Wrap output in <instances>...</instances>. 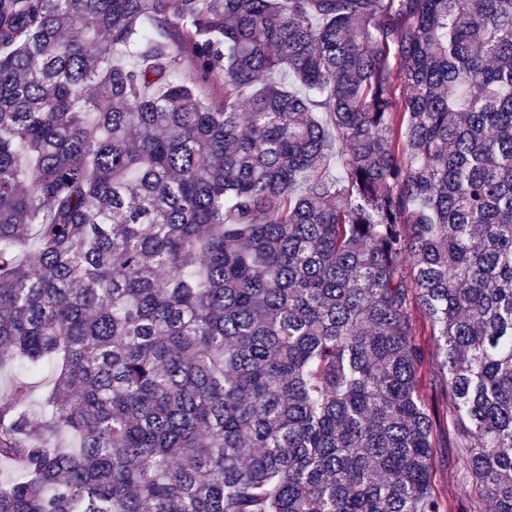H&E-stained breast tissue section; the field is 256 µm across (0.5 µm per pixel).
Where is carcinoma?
<instances>
[{
    "label": "carcinoma",
    "instance_id": "carcinoma-1",
    "mask_svg": "<svg viewBox=\"0 0 512 512\" xmlns=\"http://www.w3.org/2000/svg\"><path fill=\"white\" fill-rule=\"evenodd\" d=\"M169 8L0 0V512H448L416 310L512 512V0ZM18 377L28 380L31 387V409L34 413L39 414L42 412V397L53 383L51 373L49 371L32 373L23 367L6 364L0 369V389L6 390Z\"/></svg>",
    "mask_w": 512,
    "mask_h": 512
}]
</instances>
